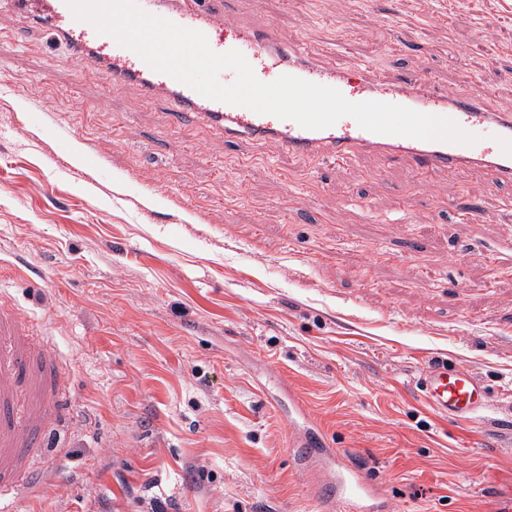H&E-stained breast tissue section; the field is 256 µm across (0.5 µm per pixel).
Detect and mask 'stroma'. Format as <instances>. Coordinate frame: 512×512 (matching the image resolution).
<instances>
[{"label":"stroma","mask_w":512,"mask_h":512,"mask_svg":"<svg viewBox=\"0 0 512 512\" xmlns=\"http://www.w3.org/2000/svg\"><path fill=\"white\" fill-rule=\"evenodd\" d=\"M229 17L322 68L395 85L416 67L512 114V0H235ZM0 294L62 363L44 481L10 512H322L292 397L397 512H486L512 445V184L173 127L166 98L113 87L8 0ZM434 357L488 387L483 422L423 404Z\"/></svg>","instance_id":"1"}]
</instances>
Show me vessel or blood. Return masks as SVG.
Instances as JSON below:
<instances>
[{
  "label": "vessel or blood",
  "mask_w": 512,
  "mask_h": 512,
  "mask_svg": "<svg viewBox=\"0 0 512 512\" xmlns=\"http://www.w3.org/2000/svg\"><path fill=\"white\" fill-rule=\"evenodd\" d=\"M145 12L180 26L203 32L219 53L240 51L257 78L271 82L291 75L339 90L351 102L376 101L448 117L468 133L478 135L472 145L377 134L359 127L350 117L333 126L308 130L295 121L206 98L173 77L154 71L134 51L110 36L98 34L76 20L65 0H11L17 13L63 37L74 53L89 52L107 65L116 87L138 86L147 96L164 92L173 104L174 127L201 122L225 138L247 137L296 156L347 160L362 152L409 159L416 172L469 169L501 182L512 181V116H501L461 92L434 93L425 77L404 81L390 90L372 81L365 69L331 73L308 60L299 50H283L272 27L255 28L228 23L227 0H192L185 7L160 8L158 0H137ZM61 364L56 355L37 343L29 322L8 303H0V504L14 492L31 487L47 448V422L57 398L54 385ZM428 406L441 416L469 422L488 405L483 382L469 371L429 361L417 383ZM291 447L326 459L336 471L322 488L326 506L343 505L345 512H392L393 505L373 495L364 468L348 463L325 433L309 427L298 431ZM489 512H512V452L496 453L484 480Z\"/></svg>",
  "instance_id": "vessel-or-blood-1"
}]
</instances>
